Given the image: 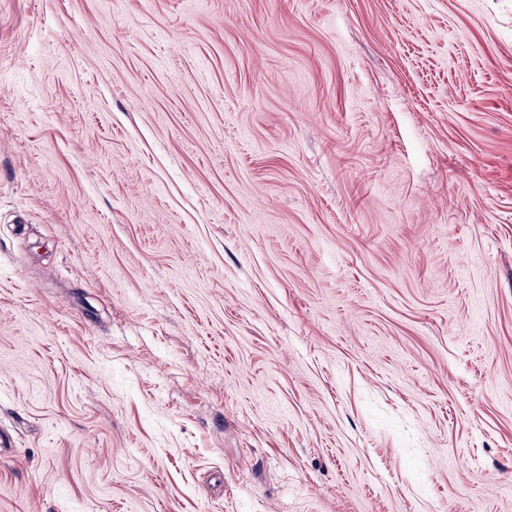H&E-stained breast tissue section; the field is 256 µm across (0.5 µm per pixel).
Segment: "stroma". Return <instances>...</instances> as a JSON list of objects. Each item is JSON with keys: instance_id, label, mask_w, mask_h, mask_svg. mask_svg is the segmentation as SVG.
I'll use <instances>...</instances> for the list:
<instances>
[{"instance_id": "obj_1", "label": "stroma", "mask_w": 512, "mask_h": 512, "mask_svg": "<svg viewBox=\"0 0 512 512\" xmlns=\"http://www.w3.org/2000/svg\"><path fill=\"white\" fill-rule=\"evenodd\" d=\"M0 512H512V0H0Z\"/></svg>"}]
</instances>
